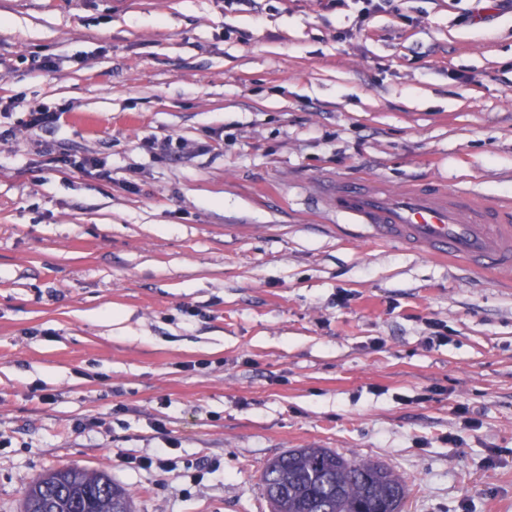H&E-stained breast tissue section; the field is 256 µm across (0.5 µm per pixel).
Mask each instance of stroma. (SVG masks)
I'll list each match as a JSON object with an SVG mask.
<instances>
[{
    "instance_id": "1",
    "label": "stroma",
    "mask_w": 512,
    "mask_h": 512,
    "mask_svg": "<svg viewBox=\"0 0 512 512\" xmlns=\"http://www.w3.org/2000/svg\"><path fill=\"white\" fill-rule=\"evenodd\" d=\"M480 7L0 0V512L70 464L135 512H270L292 448L384 463L404 512H512V284L338 231L313 195L512 197V9ZM36 103L62 124L25 128ZM169 137L188 150L144 144ZM164 452L201 481L134 464Z\"/></svg>"
}]
</instances>
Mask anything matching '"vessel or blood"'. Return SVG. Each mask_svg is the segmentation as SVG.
Here are the masks:
<instances>
[{"label": "vessel or blood", "mask_w": 512, "mask_h": 512, "mask_svg": "<svg viewBox=\"0 0 512 512\" xmlns=\"http://www.w3.org/2000/svg\"><path fill=\"white\" fill-rule=\"evenodd\" d=\"M318 203L337 224L374 241H394L429 258H449L512 280V200H483L442 184L391 189L379 180L338 178Z\"/></svg>", "instance_id": "obj_1"}]
</instances>
